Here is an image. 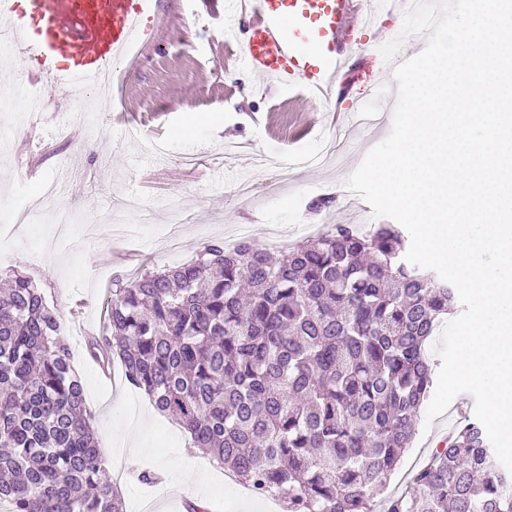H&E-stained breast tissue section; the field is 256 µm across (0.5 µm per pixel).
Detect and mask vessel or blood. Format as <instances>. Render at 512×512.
I'll use <instances>...</instances> for the list:
<instances>
[{"mask_svg":"<svg viewBox=\"0 0 512 512\" xmlns=\"http://www.w3.org/2000/svg\"><path fill=\"white\" fill-rule=\"evenodd\" d=\"M156 0H0V20L25 46L34 78L96 88L140 37L156 28ZM361 0H233L224 23L249 72L331 89Z\"/></svg>","mask_w":512,"mask_h":512,"instance_id":"1","label":"vessel or blood"}]
</instances>
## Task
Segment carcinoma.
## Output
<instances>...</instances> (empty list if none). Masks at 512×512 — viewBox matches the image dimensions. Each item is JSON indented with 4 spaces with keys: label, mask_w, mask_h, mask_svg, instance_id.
<instances>
[{
    "label": "carcinoma",
    "mask_w": 512,
    "mask_h": 512,
    "mask_svg": "<svg viewBox=\"0 0 512 512\" xmlns=\"http://www.w3.org/2000/svg\"><path fill=\"white\" fill-rule=\"evenodd\" d=\"M393 224H334L272 256L212 242L112 281L90 343L193 447L287 512H371L417 436L427 345L455 288L404 260ZM62 322L17 273L0 297V501L11 512H124ZM384 512H512V472L469 420Z\"/></svg>",
    "instance_id": "cac0c4a2"
}]
</instances>
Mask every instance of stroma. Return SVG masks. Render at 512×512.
Masks as SVG:
<instances>
[{
	"label": "stroma",
	"instance_id": "stroma-1",
	"mask_svg": "<svg viewBox=\"0 0 512 512\" xmlns=\"http://www.w3.org/2000/svg\"><path fill=\"white\" fill-rule=\"evenodd\" d=\"M225 2L159 0L158 39L138 46L118 98L100 117L71 114L94 104L92 91L59 88L47 79L30 82L23 47H0V84L22 91L0 111V286L21 272L59 312L96 439L111 455L113 471L123 475L125 512H143L148 504L152 512H187L193 497L210 512H242L247 503L258 512L282 510L207 468L206 455L192 448L189 435L126 383L120 361L112 363V378L101 376L86 342L102 333L113 276L176 266L206 243L231 242L244 226L251 241L281 250L327 224L357 217L376 223L371 207L345 181L391 130L397 84L380 48L400 39L398 55L407 59L427 44L423 33L402 36L400 8L357 24L337 83L339 99L323 104L225 56L231 37L224 28ZM178 33L185 34L184 42L175 41ZM287 98L295 105L281 109L277 141L257 115ZM30 99L41 109L27 110ZM363 107L374 109L373 127H342L331 119ZM191 113L204 121L187 130L183 120ZM330 142L340 147L342 163L289 160ZM49 182L71 213L67 227L56 224L48 208L39 209L32 223H13L14 211ZM242 183L254 187L252 199L236 196ZM467 419L453 404L430 428L419 429L383 492L374 495V512L384 497L410 491V478L435 440ZM145 468L155 470L163 486L140 483Z\"/></svg>",
	"mask_w": 512,
	"mask_h": 512
}]
</instances>
